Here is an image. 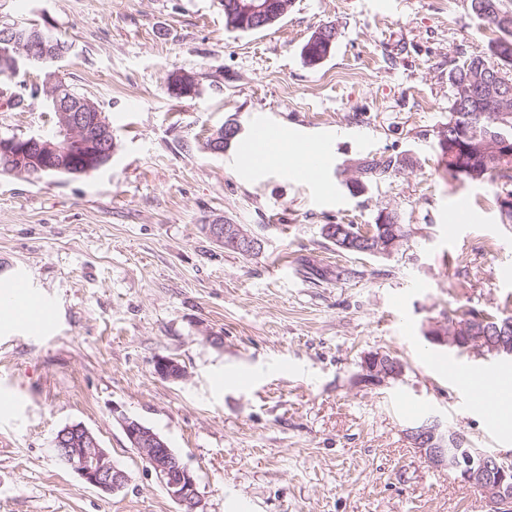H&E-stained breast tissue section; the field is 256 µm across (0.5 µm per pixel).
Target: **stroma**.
I'll return each instance as SVG.
<instances>
[{
    "mask_svg": "<svg viewBox=\"0 0 512 512\" xmlns=\"http://www.w3.org/2000/svg\"><path fill=\"white\" fill-rule=\"evenodd\" d=\"M72 46L54 66L112 126L111 161L87 175L0 174V283L25 284L53 318L35 337L0 326V512H180L114 417L153 429L198 479L203 512H488L482 492L431 467L405 430L426 416L478 448L512 451L494 416L470 412L456 369L500 361L429 343L452 308L512 297V222L499 184L439 164L448 74L485 51L493 27L468 0H293L275 25L226 29L220 0H0ZM339 35L320 65L301 47L324 23ZM198 92L171 98L170 71ZM289 147L330 143L319 176L244 151L256 118ZM241 132L205 147L226 123ZM45 95L0 108V137L49 133ZM413 165L351 194L364 157ZM468 212L458 216L457 206ZM395 213L413 233L389 255H345L326 224ZM262 242L244 257L207 225ZM311 266L325 273L310 279ZM401 379L361 380L373 353ZM185 376L156 375L157 357ZM81 423L130 476L106 495L58 461L53 440Z\"/></svg>",
    "mask_w": 512,
    "mask_h": 512,
    "instance_id": "1",
    "label": "stroma"
}]
</instances>
